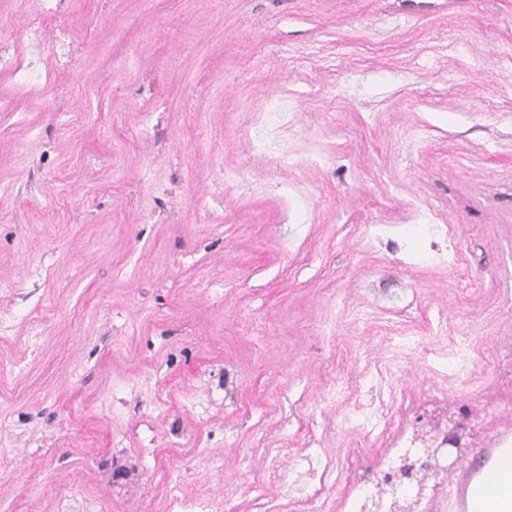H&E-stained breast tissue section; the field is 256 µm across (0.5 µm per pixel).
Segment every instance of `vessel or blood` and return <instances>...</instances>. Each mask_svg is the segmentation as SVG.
<instances>
[{"mask_svg": "<svg viewBox=\"0 0 512 512\" xmlns=\"http://www.w3.org/2000/svg\"><path fill=\"white\" fill-rule=\"evenodd\" d=\"M479 461L448 479L444 499L449 512H475L479 502H492L496 512H512V436L497 447L478 451Z\"/></svg>", "mask_w": 512, "mask_h": 512, "instance_id": "obj_1", "label": "vessel or blood"}]
</instances>
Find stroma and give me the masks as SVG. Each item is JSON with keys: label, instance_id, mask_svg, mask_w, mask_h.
<instances>
[{"label": "stroma", "instance_id": "stroma-1", "mask_svg": "<svg viewBox=\"0 0 512 512\" xmlns=\"http://www.w3.org/2000/svg\"><path fill=\"white\" fill-rule=\"evenodd\" d=\"M29 14L47 81L0 73V512H59L74 484V512H172L174 467L180 499L249 512L238 488L278 458L302 491L285 512H340L382 452L352 444L371 386L400 363L394 424L414 426L462 339L455 427L476 448L512 430L486 359L512 343V0ZM72 36L78 83L55 61ZM278 98L285 173L249 139Z\"/></svg>", "mask_w": 512, "mask_h": 512}]
</instances>
